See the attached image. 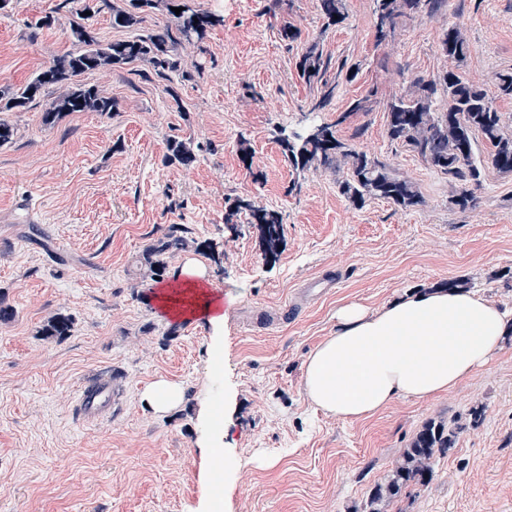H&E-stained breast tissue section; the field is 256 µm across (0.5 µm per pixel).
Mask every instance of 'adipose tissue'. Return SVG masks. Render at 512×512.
<instances>
[{
    "instance_id": "obj_1",
    "label": "adipose tissue",
    "mask_w": 512,
    "mask_h": 512,
    "mask_svg": "<svg viewBox=\"0 0 512 512\" xmlns=\"http://www.w3.org/2000/svg\"><path fill=\"white\" fill-rule=\"evenodd\" d=\"M512 335V310L465 290L407 295L380 311L352 303L336 333L310 353V402L344 420L367 419L398 398L425 400L487 367Z\"/></svg>"
}]
</instances>
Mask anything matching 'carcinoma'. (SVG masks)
Wrapping results in <instances>:
<instances>
[{"label":"carcinoma","mask_w":512,"mask_h":512,"mask_svg":"<svg viewBox=\"0 0 512 512\" xmlns=\"http://www.w3.org/2000/svg\"><path fill=\"white\" fill-rule=\"evenodd\" d=\"M110 13L112 27L133 29L146 14L160 13L166 17L163 27L147 34H137L128 40L106 45L95 33L80 22H72L70 35L84 50L51 57L40 71L18 88L0 90V112H18L41 96L47 86L60 93L46 103L44 122L53 124L71 112H97L109 115L117 111V103L105 96L95 85L81 76L107 67H119L135 61L150 65L156 74L165 76L180 67L179 50L202 42L208 31L222 22L220 16L191 6L188 0H99ZM379 33L393 27L396 19L424 9L427 0H376ZM182 8L175 14L172 8ZM319 10L327 25L344 18V0H319ZM466 32L459 26L444 30L439 38L438 52L451 67L437 76L414 81L402 95L386 105L387 134L416 150L430 164L460 181L477 184L481 178V162L475 157L476 137L489 146L488 160L502 173H512V135L504 132L501 113L493 106L483 86L466 77L459 62L469 52ZM324 62L316 45L312 44L298 62L300 76L307 82L321 79ZM285 157L293 165L307 167L315 163L329 165L341 158L351 170V177L341 184V192L354 201L379 197L403 207L424 203L418 187L411 181L394 175L382 162L350 149L336 139L330 125L319 126L317 136L284 140ZM195 161L191 143L169 141L165 162L188 166ZM246 212L257 225L263 251L275 254L283 237V219L279 212L255 206L248 199L236 198L227 206L224 221ZM184 245L183 236L173 229L166 241L152 248L160 254L178 250ZM456 431L443 423L430 422L414 437L402 454L401 462L384 482L375 485L369 501L370 512H380L379 505L397 497L408 485L425 484L432 474L435 452L445 453L454 447Z\"/></svg>","instance_id":"cac0c4a2"}]
</instances>
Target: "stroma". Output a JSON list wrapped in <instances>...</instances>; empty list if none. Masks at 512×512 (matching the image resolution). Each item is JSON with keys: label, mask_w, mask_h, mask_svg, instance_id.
Wrapping results in <instances>:
<instances>
[{"label": "stroma", "mask_w": 512, "mask_h": 512, "mask_svg": "<svg viewBox=\"0 0 512 512\" xmlns=\"http://www.w3.org/2000/svg\"><path fill=\"white\" fill-rule=\"evenodd\" d=\"M221 16L180 69L146 64L87 73L117 112H72L43 121L46 90L1 118L15 128L0 148V512H368L372 488L429 421L458 430L425 485H410L382 512H512V339L486 368L426 400L399 398L365 420L313 407L304 387L311 351L336 331L338 308L375 311L404 295L469 280L512 308V174L485 166L473 203L451 202L460 181L387 136L386 105L416 78L444 67V29L466 30L461 69L483 84L512 134V98L496 76L512 70V0H437L376 36V0H345L326 26L317 0H197ZM85 0H9L0 9V87L17 88L55 55L78 51L70 25ZM51 26L41 28L40 18ZM300 30L283 40L285 24ZM317 44L322 82L297 63ZM336 86L322 109L323 82ZM363 100L362 109L351 110ZM332 125L338 140L420 189L422 205L383 198L355 205L340 194L343 162L294 168L281 141ZM190 141V166L165 163L171 139ZM250 162H243L242 150ZM249 198L284 219L276 258L261 250L246 215L228 229L229 201ZM187 247L151 267L147 252L171 227ZM202 265L224 301V325L169 318L155 293L186 262ZM340 282L292 319L280 312L310 278ZM69 317L66 336L43 329ZM111 379L110 418L87 423L77 387ZM166 380L182 404L155 413L144 389ZM221 423L199 420L202 402ZM483 418L471 424L470 411ZM222 437L219 460L205 442Z\"/></svg>", "instance_id": "1"}]
</instances>
